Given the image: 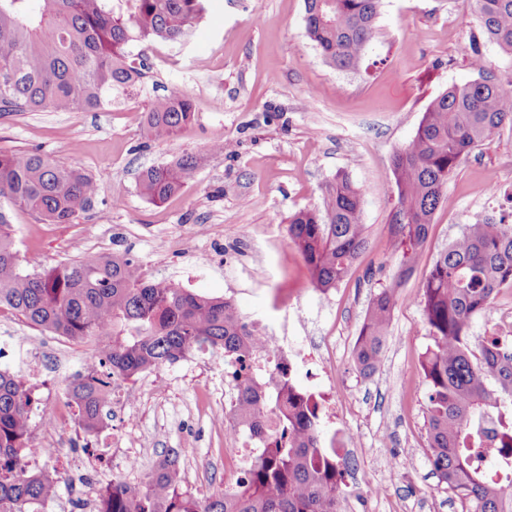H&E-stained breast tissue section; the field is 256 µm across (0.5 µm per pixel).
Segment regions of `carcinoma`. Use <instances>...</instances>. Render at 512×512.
<instances>
[{"label":"carcinoma","instance_id":"cac0c4a2","mask_svg":"<svg viewBox=\"0 0 512 512\" xmlns=\"http://www.w3.org/2000/svg\"><path fill=\"white\" fill-rule=\"evenodd\" d=\"M0 0V115L92 112L141 82L144 65L129 60L132 41L185 38L202 17V0ZM481 28L512 53V0H476ZM380 0H305L306 36L325 60L357 67L372 40ZM480 78L452 86L428 105L411 141L393 157L397 201L392 238L400 253L396 280L373 296L354 358L370 376L380 367L397 289L429 234L448 178L461 158L495 130L512 125V76H498L482 57ZM180 90L151 100L145 132L174 142L194 120ZM191 154L147 169L140 195L163 203L195 178ZM101 194L73 162L37 150L0 152V312L71 341L95 339L101 362L85 368L68 396L91 436L103 426L112 378L135 381L195 351L231 363L253 341L233 305L171 281H150L131 259L97 256L25 273L11 236L12 208L49 224H71ZM288 238L308 265L314 288L330 290L367 246L362 193L347 176L325 187L322 206L288 220ZM512 287V222L486 217L463 226L439 252L423 284L431 343L421 368L428 392L424 425L432 473L468 505V512H512V459L488 468L479 449L493 434L512 449V336H486L472 347L473 320ZM34 391L0 370V512H42L57 496L54 469L30 468ZM233 420L258 452L238 490L199 496L185 485L178 453L169 449L146 483L114 480L100 490L98 512H344L346 486L320 445L319 403L286 367L265 381L237 385Z\"/></svg>","mask_w":512,"mask_h":512}]
</instances>
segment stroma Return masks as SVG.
Wrapping results in <instances>:
<instances>
[{
    "instance_id": "35a3bbf8",
    "label": "stroma",
    "mask_w": 512,
    "mask_h": 512,
    "mask_svg": "<svg viewBox=\"0 0 512 512\" xmlns=\"http://www.w3.org/2000/svg\"><path fill=\"white\" fill-rule=\"evenodd\" d=\"M199 26L179 42H131L144 62L142 83L96 112H13L0 116V151L37 150L69 157L102 192L71 224H48L12 212L11 233L25 272L95 255L137 261L150 280L231 300L242 320L287 324L294 346L332 357L342 391L336 428L353 446L347 481H377L373 499L349 495L344 512H465L433 476L426 453L427 384L421 357L429 342L422 287L437 254L476 218L512 210V127L496 130L464 156L450 177L413 273L402 281L383 364L364 376L354 346L366 310L396 276L400 255L390 234L396 203L394 154L415 135L431 100L478 79L474 55L496 73L512 72V54L482 32L475 0H381L377 31L356 70L329 65L305 34L304 0H203ZM178 88L195 118L176 143L143 134L151 98ZM231 142L232 152L214 151ZM196 155L194 181L166 203L138 192L139 173ZM348 174L363 195L368 246L348 276L326 294L288 238V218L321 206L325 185ZM502 194L486 200V177ZM216 262L200 270L198 256ZM512 335V288L475 319L471 334ZM0 368L22 377L57 421L53 433L34 422L36 447L52 451L64 476L47 512H93L100 489L124 477L119 458L140 451L153 469L178 449L187 486L200 495L222 489L224 421L209 390L224 378V359L196 352L130 383L125 415L108 413L110 443L102 460L86 456L68 388L82 372L84 342L55 343L22 317L0 315Z\"/></svg>"
}]
</instances>
